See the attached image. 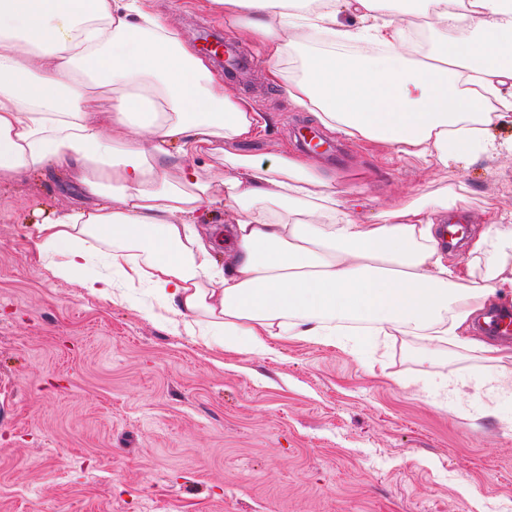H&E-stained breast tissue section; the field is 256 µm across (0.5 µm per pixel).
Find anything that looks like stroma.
<instances>
[{
	"label": "stroma",
	"instance_id": "stroma-1",
	"mask_svg": "<svg viewBox=\"0 0 512 512\" xmlns=\"http://www.w3.org/2000/svg\"><path fill=\"white\" fill-rule=\"evenodd\" d=\"M190 45L216 33L252 60L224 91L264 114L238 153H303L315 126L266 78L262 44L202 0H155ZM502 151L429 167L321 129L345 155L316 172L367 217L447 195L469 236L512 210ZM58 167L0 187V512H512V361L409 332L273 340L266 354L189 336L141 289L107 301L53 278L34 224L82 200Z\"/></svg>",
	"mask_w": 512,
	"mask_h": 512
}]
</instances>
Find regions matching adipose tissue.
Segmentation results:
<instances>
[{
    "label": "adipose tissue",
    "instance_id": "adipose-tissue-1",
    "mask_svg": "<svg viewBox=\"0 0 512 512\" xmlns=\"http://www.w3.org/2000/svg\"><path fill=\"white\" fill-rule=\"evenodd\" d=\"M423 0L438 37L414 60L406 24L387 0H208L259 39L270 82H285L284 31L327 34L332 50L303 60L290 99L327 129L439 165L498 152L492 113L512 112V0ZM354 12L359 25L339 23ZM481 33L460 40L468 16ZM377 53L347 57L355 43ZM127 130L113 146L101 121ZM262 113L227 95L206 61L156 13L153 0H0V183L58 162L87 203L34 225L52 277L111 299L148 286L191 336L223 335L253 354L270 339L410 330L451 338L502 360L474 337L472 316L512 275L444 261L434 233L447 202L410 204L364 222L310 161L285 152L269 165L229 151L265 129ZM223 156L216 193L201 157ZM228 218L230 260L217 266L193 230L202 207ZM111 245L112 276L85 275L92 242Z\"/></svg>",
    "mask_w": 512,
    "mask_h": 512
}]
</instances>
